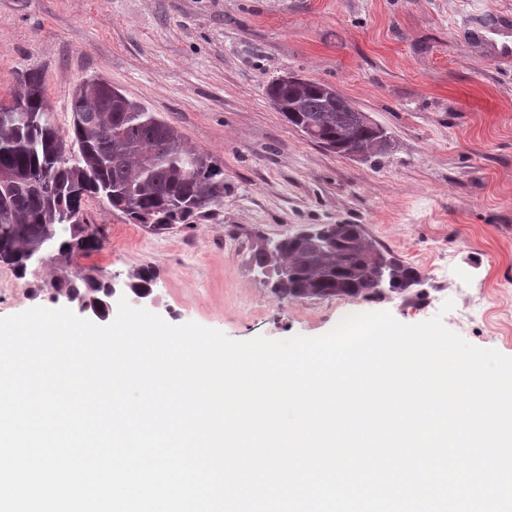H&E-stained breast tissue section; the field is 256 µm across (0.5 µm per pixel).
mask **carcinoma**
Masks as SVG:
<instances>
[{"label": "carcinoma", "mask_w": 512, "mask_h": 512, "mask_svg": "<svg viewBox=\"0 0 512 512\" xmlns=\"http://www.w3.org/2000/svg\"><path fill=\"white\" fill-rule=\"evenodd\" d=\"M25 93L11 100V111L0 105V263L25 275L32 252L41 248L62 224L65 234L55 238L58 256L75 253L70 241L84 232L82 203L102 198L132 224L166 231L224 204V168L209 154L192 150L181 135L146 106L131 101L121 106L122 94L112 100L88 90L71 98L70 140L76 155L63 156L66 145L56 129L44 97L39 71L23 75ZM268 95L279 101L289 124L300 131L310 126L318 143L344 149L372 143L373 131L359 113L344 102L329 100L319 82L283 85L274 79ZM392 254L373 243L361 226L356 232L316 249L301 233L276 241L257 236L250 247L253 272L266 279L282 298L349 296L365 300L387 293H412L417 270L397 259L390 287L374 288L382 260ZM154 274L148 267L130 278L129 287L149 290ZM56 287L75 298L105 297L101 269L56 281Z\"/></svg>", "instance_id": "1"}]
</instances>
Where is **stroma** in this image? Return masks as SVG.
<instances>
[{
	"label": "stroma",
	"instance_id": "obj_1",
	"mask_svg": "<svg viewBox=\"0 0 512 512\" xmlns=\"http://www.w3.org/2000/svg\"><path fill=\"white\" fill-rule=\"evenodd\" d=\"M477 7L512 14V0H0V101L38 70L65 136L74 85L100 77L224 168L223 206L163 234L85 199L102 250L22 277L0 264V317L55 308L44 283L82 267L124 282L148 266L149 311L235 341L316 337L387 311L409 325L441 316L512 357V63L464 39ZM288 73L335 86L390 151L353 159L288 124L266 95ZM318 224L361 225L417 269L416 297H277L249 266L252 240Z\"/></svg>",
	"mask_w": 512,
	"mask_h": 512
}]
</instances>
